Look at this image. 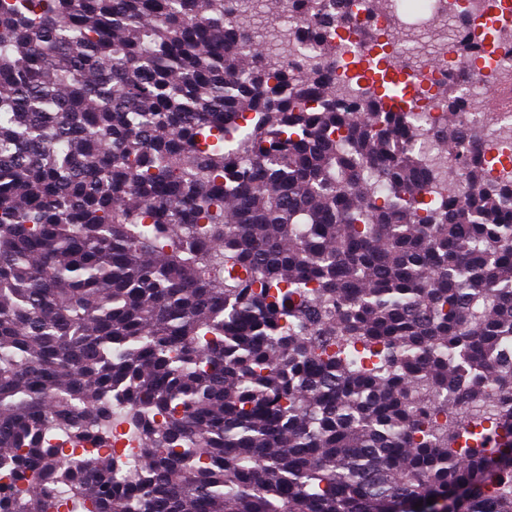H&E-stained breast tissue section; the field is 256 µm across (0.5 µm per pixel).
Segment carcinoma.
<instances>
[{"label":"carcinoma","instance_id":"cac0c4a2","mask_svg":"<svg viewBox=\"0 0 512 512\" xmlns=\"http://www.w3.org/2000/svg\"><path fill=\"white\" fill-rule=\"evenodd\" d=\"M244 3L0 0V512H512V179L436 195ZM114 390L132 482L53 444Z\"/></svg>","mask_w":512,"mask_h":512}]
</instances>
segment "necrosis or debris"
Wrapping results in <instances>:
<instances>
[{
    "label": "necrosis or debris",
    "mask_w": 512,
    "mask_h": 512,
    "mask_svg": "<svg viewBox=\"0 0 512 512\" xmlns=\"http://www.w3.org/2000/svg\"><path fill=\"white\" fill-rule=\"evenodd\" d=\"M500 2L501 15L496 18L488 0H386L379 6L370 0H349L350 18L334 32L336 65L326 70V79L335 87L337 100L359 108L365 55H397L395 45L380 48L377 40L399 28L413 32L423 48L406 69L415 83L408 107L419 130L411 148L431 163L444 161L432 130L441 117L435 107L438 93L448 89L468 100L457 123L478 135L483 153L498 157L490 176L502 175L504 160L512 156V113L486 111L478 92L485 67L512 74V0Z\"/></svg>",
    "instance_id": "necrosis-or-debris-1"
}]
</instances>
